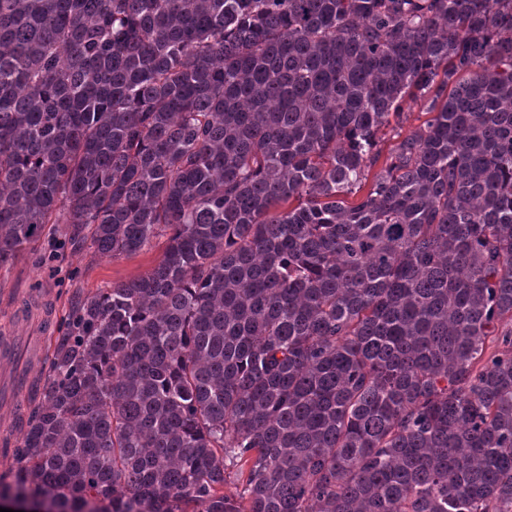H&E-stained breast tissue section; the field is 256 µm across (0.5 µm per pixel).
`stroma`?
Masks as SVG:
<instances>
[{
  "mask_svg": "<svg viewBox=\"0 0 512 512\" xmlns=\"http://www.w3.org/2000/svg\"><path fill=\"white\" fill-rule=\"evenodd\" d=\"M164 239L130 257L99 255L89 234H74L64 224L47 225L39 239L0 263V347L19 352L0 357V440L17 441L12 412L26 407L30 394L15 379L23 373L22 355L45 351L63 334L71 309L86 296L151 270L161 259Z\"/></svg>",
  "mask_w": 512,
  "mask_h": 512,
  "instance_id": "35a3bbf8",
  "label": "stroma"
}]
</instances>
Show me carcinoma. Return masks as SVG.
Returning a JSON list of instances; mask_svg holds the SVG:
<instances>
[{
	"instance_id": "cac0c4a2",
	"label": "carcinoma",
	"mask_w": 512,
	"mask_h": 512,
	"mask_svg": "<svg viewBox=\"0 0 512 512\" xmlns=\"http://www.w3.org/2000/svg\"><path fill=\"white\" fill-rule=\"evenodd\" d=\"M48 224L166 246L0 501L512 512V0H0V262ZM403 112H406L403 116V123L399 130L402 135H407L411 131L416 130L428 120L431 115L425 114L424 105L420 101L407 100L403 106Z\"/></svg>"
}]
</instances>
